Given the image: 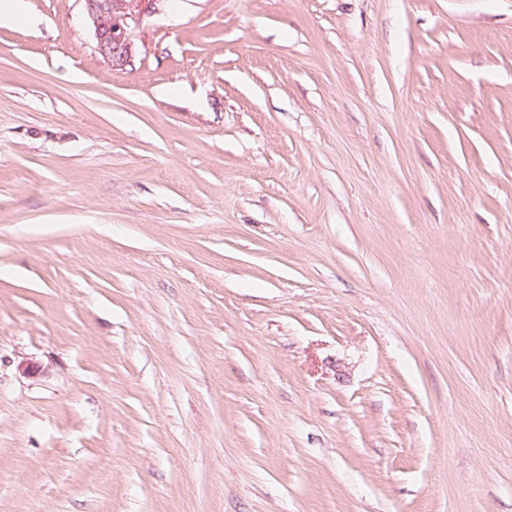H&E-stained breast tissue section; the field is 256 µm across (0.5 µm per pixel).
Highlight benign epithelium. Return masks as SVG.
<instances>
[{
	"mask_svg": "<svg viewBox=\"0 0 512 512\" xmlns=\"http://www.w3.org/2000/svg\"><path fill=\"white\" fill-rule=\"evenodd\" d=\"M94 27L96 52L115 69L130 65L135 32L159 0H82Z\"/></svg>",
	"mask_w": 512,
	"mask_h": 512,
	"instance_id": "1",
	"label": "benign epithelium"
}]
</instances>
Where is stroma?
Returning a JSON list of instances; mask_svg holds the SVG:
<instances>
[{
  "label": "stroma",
  "instance_id": "stroma-1",
  "mask_svg": "<svg viewBox=\"0 0 512 512\" xmlns=\"http://www.w3.org/2000/svg\"><path fill=\"white\" fill-rule=\"evenodd\" d=\"M29 2L0 512H512V0ZM94 27L96 52L115 69L130 65L135 32L158 0H81Z\"/></svg>",
  "mask_w": 512,
  "mask_h": 512
}]
</instances>
